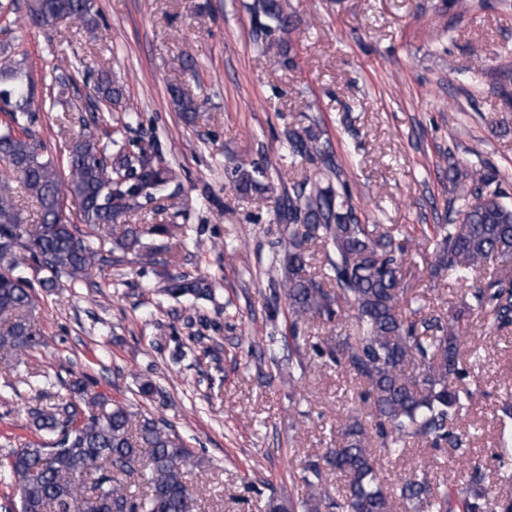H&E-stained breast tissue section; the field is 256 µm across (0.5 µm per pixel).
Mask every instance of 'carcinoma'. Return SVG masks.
Returning a JSON list of instances; mask_svg holds the SVG:
<instances>
[{
  "mask_svg": "<svg viewBox=\"0 0 512 512\" xmlns=\"http://www.w3.org/2000/svg\"><path fill=\"white\" fill-rule=\"evenodd\" d=\"M264 14L278 31L290 33L280 0H263ZM83 18L93 20L92 0H31L29 20L40 28ZM97 98L122 108L127 123L136 112L122 105L123 91L106 73L97 79ZM172 96L186 122L198 105L174 89ZM0 101L14 103L10 123L0 127V365L45 345L32 320L34 298L22 266L30 256L45 272L42 286L57 288L63 278L76 280L89 266L108 260L107 250L132 253L156 262L148 236L170 234L168 224H130L129 214L156 198L175 180L174 171L144 152L132 153L116 141H103L79 117L78 135L69 142L66 168L44 157V146L31 126L37 112L55 99H36L32 77L19 64L0 67ZM291 163L322 164L327 179H304L281 201L279 218L288 225L284 275L274 294L288 303L292 340L316 320L345 321L344 335L330 336L322 352L338 367L352 371L366 386L371 401L368 421L348 417L340 440L323 462L303 465L309 498L304 512H453L448 493L431 482L427 470L387 486L380 476V456H401L407 440L427 439L465 453L461 438L448 431V420L467 409L470 392L452 379L460 377L461 337L465 326L457 314L443 324L437 318L416 320L418 310H405L402 272L413 240L396 238L383 224H363L356 212L345 170L311 147L308 128L287 134ZM470 189L449 224L438 226L433 268L458 282L487 269L502 271L471 293L472 311L493 305L491 324L512 322V204L495 185L488 166L455 170ZM238 190L261 192L265 185L249 172L237 179ZM37 206V220L25 222L17 190ZM74 203L80 232L63 215L64 200ZM322 245L326 267L321 278L307 274L310 249ZM172 293L202 298L209 289L196 282L176 284ZM33 427L46 436L8 451L0 479L16 486L18 498L0 504V512H197V495L188 480L206 460L188 447L163 419L135 413L102 393H92L75 379L67 392L55 394L49 408L27 409ZM347 478L341 497L326 487L325 471ZM480 475L461 491L462 512H512V499H489Z\"/></svg>",
  "mask_w": 512,
  "mask_h": 512,
  "instance_id": "carcinoma-1",
  "label": "carcinoma"
}]
</instances>
